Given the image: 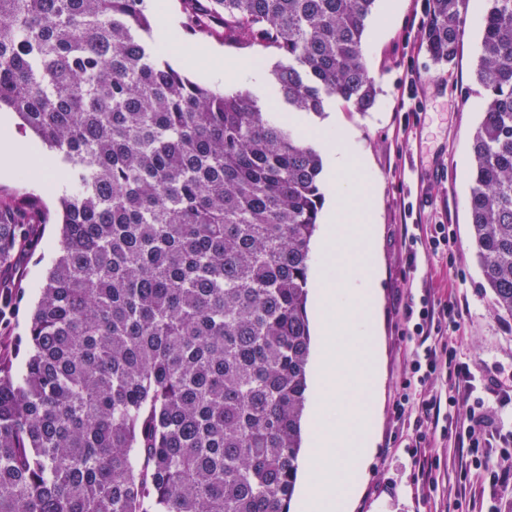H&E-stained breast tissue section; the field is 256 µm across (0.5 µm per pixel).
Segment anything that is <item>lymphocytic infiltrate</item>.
<instances>
[{
	"mask_svg": "<svg viewBox=\"0 0 512 512\" xmlns=\"http://www.w3.org/2000/svg\"><path fill=\"white\" fill-rule=\"evenodd\" d=\"M465 308L455 296L423 294L402 308L406 334L413 345L404 362L402 392L393 403L397 419H412V442L405 453L417 466L423 485L437 486L441 461L429 454L434 439L453 442L465 463L453 486L449 512H502L499 495L512 487V385L498 376L476 382L448 333L456 329ZM443 378L447 395L429 393L427 385ZM465 407V421L454 412Z\"/></svg>",
	"mask_w": 512,
	"mask_h": 512,
	"instance_id": "obj_1",
	"label": "lymphocytic infiltrate"
}]
</instances>
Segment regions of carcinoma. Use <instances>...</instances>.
I'll use <instances>...</instances> for the list:
<instances>
[{"mask_svg":"<svg viewBox=\"0 0 512 512\" xmlns=\"http://www.w3.org/2000/svg\"><path fill=\"white\" fill-rule=\"evenodd\" d=\"M471 230L512 317V0H487ZM375 0H182L186 25L274 49L290 112L369 110ZM145 0H0V109L67 165L61 254L25 363L0 333V512H289L309 391L323 159L247 91L154 51ZM459 0H429L436 64ZM36 225L0 208V329Z\"/></svg>","mask_w":512,"mask_h":512,"instance_id":"1","label":"carcinoma"}]
</instances>
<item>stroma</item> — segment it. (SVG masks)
Masks as SVG:
<instances>
[{
    "label": "stroma",
    "mask_w": 512,
    "mask_h": 512,
    "mask_svg": "<svg viewBox=\"0 0 512 512\" xmlns=\"http://www.w3.org/2000/svg\"><path fill=\"white\" fill-rule=\"evenodd\" d=\"M422 0H376L366 21L363 60L377 84L374 106L353 112L341 101L330 100L322 116L303 115L305 131L323 135L333 116L355 134L371 169L368 193L379 216L376 261L380 304L377 319L383 350V383L375 405L376 445L357 497L349 512H433L449 496L463 457L459 449L440 443L435 451L447 467L435 490L418 491L416 471L404 453L412 428L394 420L392 404L400 391L404 360L412 345L403 334L402 306L424 291L453 295L469 308L450 337L472 374L486 379L496 368L512 369V318L493 313L491 298L481 286L482 273L471 239V138L481 119L486 90L475 80L481 52L483 23L475 15V0H460L462 32L459 51L451 63L434 64L426 50L423 31L414 27ZM266 65L226 84L225 92L250 91L268 111L287 115L280 101L272 69L278 61L266 54ZM416 95H409V83ZM38 198L54 210L57 193H47L40 181L19 171L0 175V205L17 197ZM443 222L452 225L456 243L452 256L419 254L416 271L407 265L405 228ZM40 242L23 252L20 269L26 298L13 333L25 336L29 315L37 302L47 272L60 251V228L39 225Z\"/></svg>",
    "instance_id": "35a3bbf8"
}]
</instances>
